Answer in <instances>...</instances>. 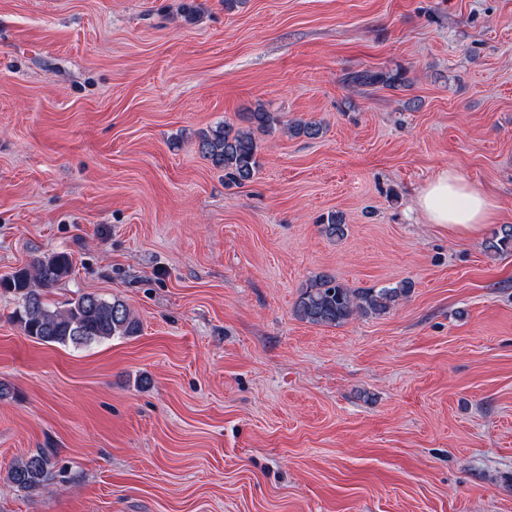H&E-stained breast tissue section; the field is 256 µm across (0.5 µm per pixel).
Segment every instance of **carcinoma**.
<instances>
[{
	"mask_svg": "<svg viewBox=\"0 0 512 512\" xmlns=\"http://www.w3.org/2000/svg\"><path fill=\"white\" fill-rule=\"evenodd\" d=\"M344 82L356 86L381 85L397 89L409 83L400 69L359 70L346 74ZM245 125L223 121L202 132L198 152L210 164L224 171L225 178L238 183L251 182L260 166V145L256 134L272 135L281 130L291 137L316 139L322 132L317 121L296 120L283 123L280 114L258 104L243 113ZM322 231L341 239L346 224L331 213L322 222ZM487 250L501 254L512 250V225L494 229ZM72 272V259L65 252L34 258L27 266L0 280V289L12 294L18 303L15 317L24 335L41 344L87 347L114 336H134L140 322L121 300L104 299L95 293H83L63 308L51 306L44 291L66 279ZM413 284L402 280L391 287L351 288L330 273L318 275L304 288L294 304V314L314 325H340L354 316H382L411 293ZM56 474L54 452L39 448L12 464L7 480L24 492L46 490Z\"/></svg>",
	"mask_w": 512,
	"mask_h": 512,
	"instance_id": "carcinoma-1",
	"label": "carcinoma"
}]
</instances>
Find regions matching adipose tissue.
I'll return each instance as SVG.
<instances>
[{"label": "adipose tissue", "mask_w": 512, "mask_h": 512, "mask_svg": "<svg viewBox=\"0 0 512 512\" xmlns=\"http://www.w3.org/2000/svg\"><path fill=\"white\" fill-rule=\"evenodd\" d=\"M417 206L432 224L471 236L491 223L496 204L480 186L452 169H444L419 192Z\"/></svg>", "instance_id": "adipose-tissue-1"}]
</instances>
